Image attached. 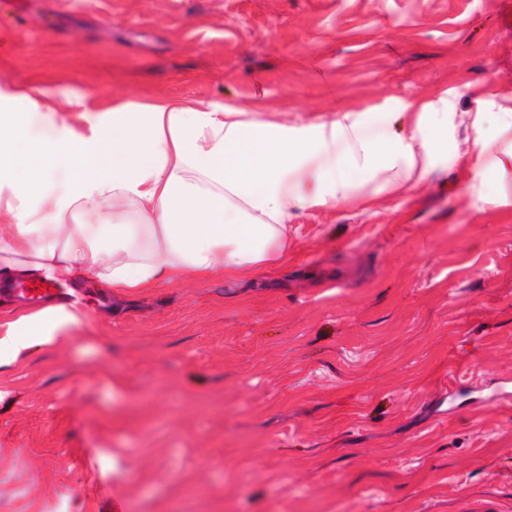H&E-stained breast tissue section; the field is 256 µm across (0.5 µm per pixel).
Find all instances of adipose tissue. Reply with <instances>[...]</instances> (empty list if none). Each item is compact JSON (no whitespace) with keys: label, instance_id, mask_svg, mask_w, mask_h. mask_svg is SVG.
Listing matches in <instances>:
<instances>
[{"label":"adipose tissue","instance_id":"ef3b65f1","mask_svg":"<svg viewBox=\"0 0 512 512\" xmlns=\"http://www.w3.org/2000/svg\"><path fill=\"white\" fill-rule=\"evenodd\" d=\"M63 116L37 87L0 84V274L75 280L118 295L198 283L216 272L251 281L288 258L298 211L336 209L374 181L425 186L448 144L447 96L403 102L408 129L388 115L344 110L276 121L258 106L192 108L160 99ZM475 115L461 154L466 192L508 204L512 146L489 156ZM78 309L49 305L6 323L0 366L31 341L67 344Z\"/></svg>","mask_w":512,"mask_h":512}]
</instances>
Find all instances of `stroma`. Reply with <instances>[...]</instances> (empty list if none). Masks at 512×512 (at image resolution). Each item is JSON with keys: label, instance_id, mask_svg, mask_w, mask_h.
<instances>
[{"label": "stroma", "instance_id": "stroma-1", "mask_svg": "<svg viewBox=\"0 0 512 512\" xmlns=\"http://www.w3.org/2000/svg\"><path fill=\"white\" fill-rule=\"evenodd\" d=\"M1 82L395 133L448 90L455 119L428 185L298 212L255 282L75 281V340L0 370V512H512V405L487 400L512 379V205L456 160L477 97L512 94L504 0H22Z\"/></svg>", "mask_w": 512, "mask_h": 512}]
</instances>
